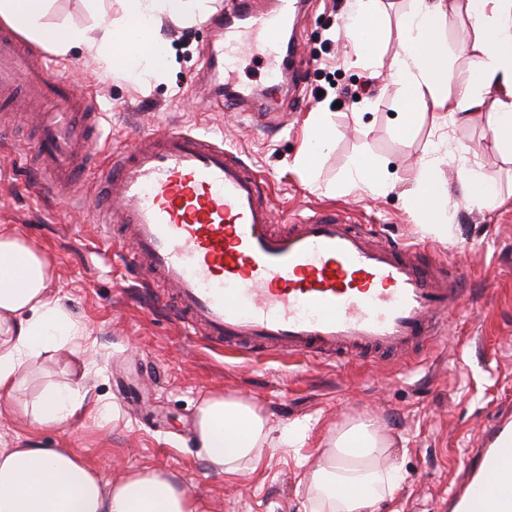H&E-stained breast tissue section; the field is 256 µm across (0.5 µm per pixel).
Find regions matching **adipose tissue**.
<instances>
[{
    "label": "adipose tissue",
    "mask_w": 512,
    "mask_h": 512,
    "mask_svg": "<svg viewBox=\"0 0 512 512\" xmlns=\"http://www.w3.org/2000/svg\"><path fill=\"white\" fill-rule=\"evenodd\" d=\"M50 0H0V23L60 55L89 45L104 55L113 78L131 83L161 76L169 58L160 30L164 22L192 20L208 0H119L118 25L80 27L48 21ZM360 19L348 29L356 59L370 60L386 31L378 0H358ZM465 12L469 30L461 49L464 73L448 65L441 37L449 14ZM398 37L401 53L391 74L399 86L401 132L424 117L460 123L485 117L491 144L512 159V0H411ZM415 187L406 207L428 231L444 238L440 218L459 201L480 208L494 203V184L464 175L460 193L449 190L436 159L411 174ZM50 260L12 232L0 229V396H11L22 376L41 359L72 352L81 328L53 292ZM84 404L80 383L70 380L24 406L23 417L57 427ZM194 442L211 470L230 476L253 468L263 451L293 445L273 437L266 413L238 396L216 394L197 408ZM392 440L373 421L354 419L328 438L308 484L309 512H369L393 497L400 485L391 464ZM0 512H207L199 497L168 472L126 468L104 478L69 448L0 450Z\"/></svg>",
    "instance_id": "obj_1"
}]
</instances>
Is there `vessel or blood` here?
<instances>
[{"instance_id":"obj_1","label":"vessel or blood","mask_w":512,"mask_h":512,"mask_svg":"<svg viewBox=\"0 0 512 512\" xmlns=\"http://www.w3.org/2000/svg\"><path fill=\"white\" fill-rule=\"evenodd\" d=\"M299 0H234L216 42L224 87L237 108L257 110L233 69L245 48L270 53L267 76H295L305 63L284 31ZM40 106L33 147L37 195L86 176L102 217L101 243L130 255L191 334L210 343L285 350L325 360L391 357L439 340L449 314L467 301L460 279L414 242L373 241L350 212L320 209L274 226L270 182L222 140L170 124L118 151L85 145L77 116L96 123L92 98L73 95L52 63L0 31V105L17 87ZM122 224V240L112 227ZM512 464V405L484 424L440 512H512V495L492 486Z\"/></svg>"}]
</instances>
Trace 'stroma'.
<instances>
[{
	"mask_svg": "<svg viewBox=\"0 0 512 512\" xmlns=\"http://www.w3.org/2000/svg\"><path fill=\"white\" fill-rule=\"evenodd\" d=\"M221 2L210 0L207 16L191 23L164 25L170 63L144 85L114 80L93 49L52 56L76 93H93L99 142L116 145L131 132L168 123L223 138L269 178L276 223L313 209L348 208L384 238L415 241L443 257L449 271L463 270L468 302L449 318L436 346L390 363L226 350L189 334L131 260L102 256L101 231L78 199L31 195V140L21 130L0 143V226L51 258L55 293L84 334L78 356L35 364L13 396L0 397V448H71L106 476L119 465L164 470L204 498L210 512H306V486L330 429L372 419L395 441L402 481L394 499L371 512H437L484 421L512 401V160L489 145L482 118L438 128L426 119L400 133L398 87L389 75L399 51L396 28L410 0H381L391 33L369 66L356 64L346 36L357 20L355 0H305L293 30L310 62L296 89L283 81L268 95L265 63L254 53H245L239 70L262 94L269 120L228 107L223 86L210 82L209 17ZM356 88L359 99L344 97ZM322 89L328 95L321 99ZM313 112L328 113L331 144L309 177L295 158ZM434 145L450 190L475 168L504 196L497 205L449 210L444 239L428 234L405 208L409 174ZM360 155L383 163L387 190L331 193ZM75 371L84 375L80 414L51 428L19 418L20 403ZM215 393L258 403L273 436L295 426V447L276 449L237 476L212 475L191 436L199 402Z\"/></svg>",
	"mask_w": 512,
	"mask_h": 512,
	"instance_id": "stroma-1",
	"label": "stroma"
}]
</instances>
